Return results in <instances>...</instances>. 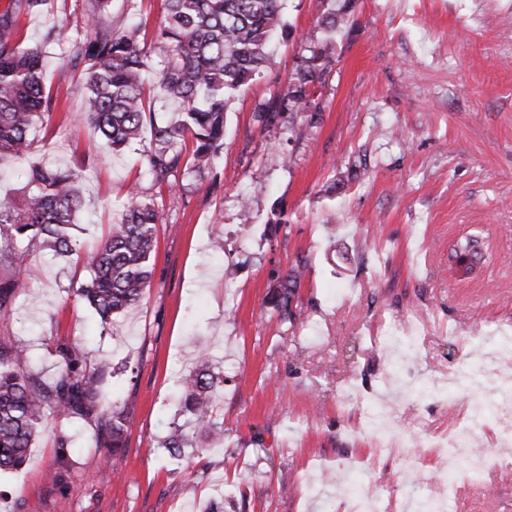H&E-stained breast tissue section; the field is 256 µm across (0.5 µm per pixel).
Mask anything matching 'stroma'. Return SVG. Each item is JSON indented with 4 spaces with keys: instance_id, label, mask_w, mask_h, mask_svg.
<instances>
[{
    "instance_id": "obj_1",
    "label": "stroma",
    "mask_w": 512,
    "mask_h": 512,
    "mask_svg": "<svg viewBox=\"0 0 512 512\" xmlns=\"http://www.w3.org/2000/svg\"><path fill=\"white\" fill-rule=\"evenodd\" d=\"M83 5L20 15L24 45L63 21L82 38ZM325 7L285 0L269 68L228 108L223 158L176 194L140 177L149 137L107 147L82 115L71 45L47 46L54 104L29 158L87 161L83 255L38 252L29 292L0 314V339L27 346L48 382L62 369L58 346L83 344L89 363L110 364L104 398L133 423L117 458L97 447L95 421L66 424L67 448L42 432L25 466L0 472V512H201L215 498L224 512H346L357 475L387 512L432 493L443 461L426 443L457 432L491 381L512 376V357L486 355L512 338V0H355L318 87V125L261 129L257 104L321 38ZM112 12L140 22L153 47L163 0H112ZM136 180L160 216L151 285L104 329L72 289ZM468 236L490 259L459 282L448 246ZM299 261L290 325L266 297ZM203 349L224 375V439L176 468L162 443L186 422L179 379ZM474 438L496 468L461 477L449 512H512V437L490 410Z\"/></svg>"
}]
</instances>
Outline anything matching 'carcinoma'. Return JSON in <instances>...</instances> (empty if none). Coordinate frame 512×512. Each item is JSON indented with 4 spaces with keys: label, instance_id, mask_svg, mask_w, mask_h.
<instances>
[{
    "label": "carcinoma",
    "instance_id": "cac0c4a2",
    "mask_svg": "<svg viewBox=\"0 0 512 512\" xmlns=\"http://www.w3.org/2000/svg\"><path fill=\"white\" fill-rule=\"evenodd\" d=\"M111 0H85L87 30L75 59L85 64L82 90L88 121L113 150L137 140L144 127L152 137L143 151L144 173L173 193L212 167L224 151V120L237 94L263 73L269 44L283 27V0H164L165 12L155 32L163 51L160 61L141 45L140 28L125 17H112ZM51 0H9L0 11V167L28 156L53 98L46 84L48 59L41 47H20L17 19L37 12ZM352 0L330 5L320 18L323 38L304 48L287 84L260 103L254 120L264 128L301 119L317 126L321 107L314 84L332 72L336 30L347 21ZM158 72L154 85L147 75ZM179 104L175 117L159 124L155 99ZM192 148H187V143ZM85 162L67 168L32 165L27 195L0 198V268L15 275L0 279V312L26 290L21 273L31 257L50 249L63 257L78 253L72 233L83 206L80 183ZM159 214L141 195L139 182L128 191L120 222L89 256L91 278L75 290L104 324L136 307L145 298L153 274ZM302 276L297 265L278 277L267 304L280 318L296 321L292 307ZM63 368L50 384L26 368L25 348L0 342V470H17L27 461L32 441L57 420L94 419L96 443L117 455L126 447L130 414L126 407L101 403L102 377L109 366L86 368V353L76 343L59 348ZM224 375L211 369L208 353L181 379L183 412L193 433L174 427L165 448L174 460L186 455L195 437L224 438V423L215 418L213 399Z\"/></svg>",
    "mask_w": 512,
    "mask_h": 512
}]
</instances>
